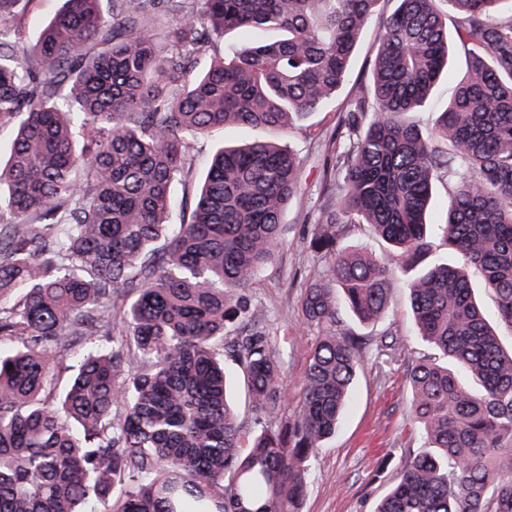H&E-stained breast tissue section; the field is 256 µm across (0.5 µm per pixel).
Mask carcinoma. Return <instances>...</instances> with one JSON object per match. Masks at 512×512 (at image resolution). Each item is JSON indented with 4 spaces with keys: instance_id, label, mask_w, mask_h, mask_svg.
Returning a JSON list of instances; mask_svg holds the SVG:
<instances>
[{
    "instance_id": "1",
    "label": "carcinoma",
    "mask_w": 512,
    "mask_h": 512,
    "mask_svg": "<svg viewBox=\"0 0 512 512\" xmlns=\"http://www.w3.org/2000/svg\"><path fill=\"white\" fill-rule=\"evenodd\" d=\"M62 0L32 46L0 0V512H301L394 269L341 246L368 224L397 253L417 335L405 455L375 512H512V0H396L336 132L326 268L302 311L325 334L297 410L242 291L272 259L301 157L257 137L213 153L188 221L172 187L228 125L285 129L348 81L379 0ZM456 19L448 36V15ZM236 30L256 34L197 59ZM467 77L422 127L453 46ZM452 187L431 220L435 184ZM438 230L457 262L429 261ZM167 239L165 247L157 243ZM478 274L496 303L475 296ZM257 411L228 398L224 335Z\"/></svg>"
}]
</instances>
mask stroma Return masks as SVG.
<instances>
[{
    "mask_svg": "<svg viewBox=\"0 0 512 512\" xmlns=\"http://www.w3.org/2000/svg\"><path fill=\"white\" fill-rule=\"evenodd\" d=\"M351 92L342 89L319 112L296 123L285 137L303 160L300 188L282 218V244L270 263L246 290L262 325L275 345L281 363L289 407H296L305 383L310 350L323 334L307 323L301 312L306 286L325 269L323 258L309 240L335 193L324 169L336 150V131L348 107ZM340 328L369 337L364 363L353 384L351 406L333 438L319 448L308 479L302 512H374L389 492V476L407 452L408 411L412 391L406 375L410 359L429 354L417 338L408 292L396 286L389 311L371 325H358L340 310ZM387 332L402 345L395 357L378 355L374 343ZM386 474H379V464Z\"/></svg>",
    "mask_w": 512,
    "mask_h": 512,
    "instance_id": "obj_1",
    "label": "stroma"
}]
</instances>
